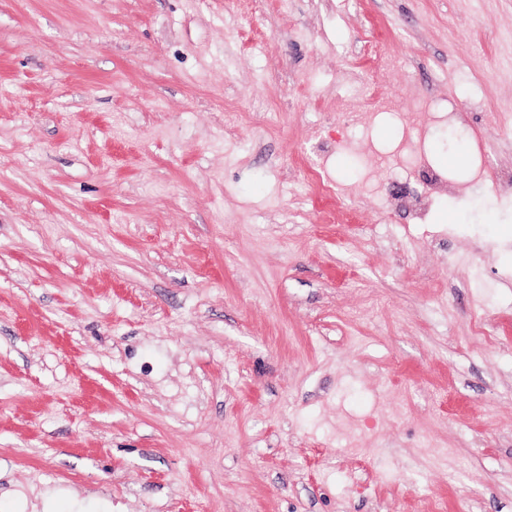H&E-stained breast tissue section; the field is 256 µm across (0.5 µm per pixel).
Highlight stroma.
<instances>
[{
    "mask_svg": "<svg viewBox=\"0 0 512 512\" xmlns=\"http://www.w3.org/2000/svg\"><path fill=\"white\" fill-rule=\"evenodd\" d=\"M480 149L512 0H0V512H512Z\"/></svg>",
    "mask_w": 512,
    "mask_h": 512,
    "instance_id": "obj_1",
    "label": "stroma"
}]
</instances>
